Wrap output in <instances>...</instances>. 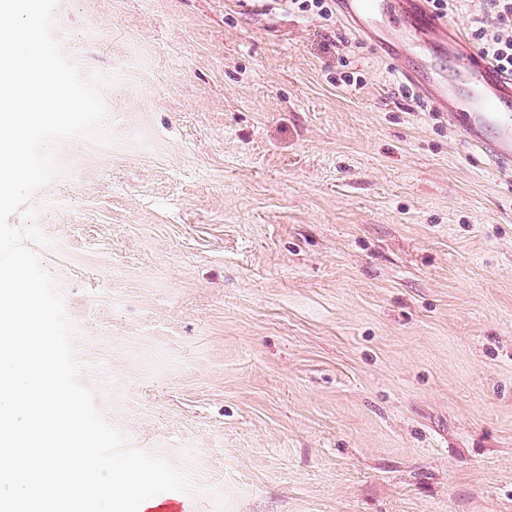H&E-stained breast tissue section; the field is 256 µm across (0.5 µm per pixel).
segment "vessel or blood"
<instances>
[{
  "instance_id": "vessel-or-blood-1",
  "label": "vessel or blood",
  "mask_w": 512,
  "mask_h": 512,
  "mask_svg": "<svg viewBox=\"0 0 512 512\" xmlns=\"http://www.w3.org/2000/svg\"><path fill=\"white\" fill-rule=\"evenodd\" d=\"M341 17L362 39L382 48L387 35L376 32L377 15L393 11L401 21L425 29L442 47L446 66L434 69L422 80L413 66L409 47H401L395 61L400 76L416 85L438 112L448 113L453 126L468 146L485 155L498 168L512 166V76L476 54L459 29L431 11L426 0H336ZM474 85L476 100L461 103L460 86Z\"/></svg>"
}]
</instances>
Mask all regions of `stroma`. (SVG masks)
<instances>
[{
  "mask_svg": "<svg viewBox=\"0 0 512 512\" xmlns=\"http://www.w3.org/2000/svg\"><path fill=\"white\" fill-rule=\"evenodd\" d=\"M112 140L30 199L81 382L195 512H512V170L339 13L57 0Z\"/></svg>",
  "mask_w": 512,
  "mask_h": 512,
  "instance_id": "1",
  "label": "stroma"
}]
</instances>
